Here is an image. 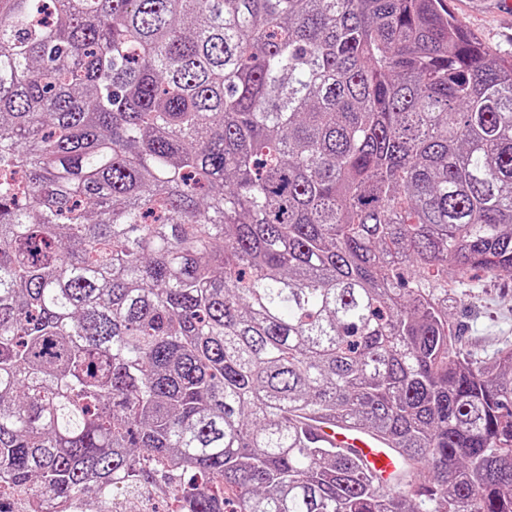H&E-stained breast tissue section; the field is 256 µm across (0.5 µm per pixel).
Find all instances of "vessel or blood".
Returning a JSON list of instances; mask_svg holds the SVG:
<instances>
[{
  "mask_svg": "<svg viewBox=\"0 0 512 512\" xmlns=\"http://www.w3.org/2000/svg\"><path fill=\"white\" fill-rule=\"evenodd\" d=\"M310 430L319 441L340 448L355 449L368 468L382 478H389L396 469L394 457L374 436L347 426L330 423L312 424Z\"/></svg>",
  "mask_w": 512,
  "mask_h": 512,
  "instance_id": "b4317fda",
  "label": "vessel or blood"
}]
</instances>
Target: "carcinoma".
Listing matches in <instances>:
<instances>
[{"label":"carcinoma","mask_w":512,"mask_h":512,"mask_svg":"<svg viewBox=\"0 0 512 512\" xmlns=\"http://www.w3.org/2000/svg\"><path fill=\"white\" fill-rule=\"evenodd\" d=\"M512 58L444 0H0V486L79 512H512ZM385 440L403 488L311 441ZM448 313L457 347L484 360L512 348V275H471L448 288ZM167 486H148L136 496H126L120 512H162L163 502L160 498L167 494Z\"/></svg>","instance_id":"cac0c4a2"}]
</instances>
